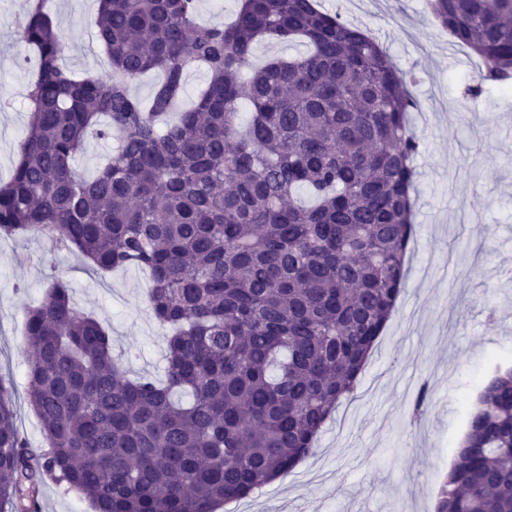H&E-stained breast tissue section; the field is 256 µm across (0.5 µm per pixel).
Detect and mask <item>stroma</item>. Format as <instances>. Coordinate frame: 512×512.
I'll return each instance as SVG.
<instances>
[{
	"instance_id": "1",
	"label": "stroma",
	"mask_w": 512,
	"mask_h": 512,
	"mask_svg": "<svg viewBox=\"0 0 512 512\" xmlns=\"http://www.w3.org/2000/svg\"><path fill=\"white\" fill-rule=\"evenodd\" d=\"M374 36L407 75L421 103L411 124L420 137L415 164L417 234L406 258L396 311L377 340L353 398L325 423L313 456L287 477L245 498L248 512H437L440 489L467 431V410L512 361V92L477 97L463 90L480 60L432 20L428 0H321ZM20 0H0V180H8L28 122L24 58L17 36ZM65 35L63 63L100 76L109 60L95 37L97 0H51ZM39 235L0 238V374L13 379L18 424L32 448L45 442L25 398L31 352L27 309L44 297ZM55 270L76 305L106 327L131 375L164 366L165 339L147 303L146 273L102 275L79 256L56 253ZM428 412L410 413L420 388Z\"/></svg>"
}]
</instances>
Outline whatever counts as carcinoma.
Segmentation results:
<instances>
[{"label":"carcinoma","instance_id":"obj_1","mask_svg":"<svg viewBox=\"0 0 512 512\" xmlns=\"http://www.w3.org/2000/svg\"><path fill=\"white\" fill-rule=\"evenodd\" d=\"M484 63L465 95L512 82V0H430ZM199 0H99L110 69L76 78L32 4L26 133L0 181V237L37 234L101 273H149L165 379H137L108 331L49 275L25 316L28 448L0 376V512H37L45 481L93 512H215L312 455L405 282L420 103L379 43L318 0H237L210 26ZM306 51L250 66L263 39ZM209 79L186 109L188 66ZM159 69L147 102L130 82ZM252 109L246 126L242 106ZM117 135L91 179L74 161ZM438 512H512V369L468 412Z\"/></svg>","mask_w":512,"mask_h":512}]
</instances>
